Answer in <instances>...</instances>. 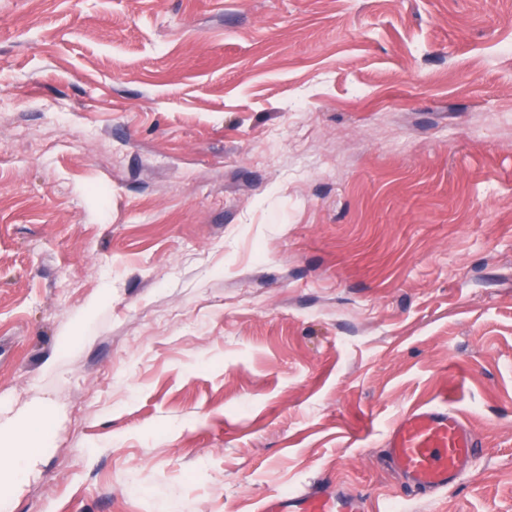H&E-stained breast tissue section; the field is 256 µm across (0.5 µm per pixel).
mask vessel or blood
Returning <instances> with one entry per match:
<instances>
[{"label": "vessel or blood", "instance_id": "b4317fda", "mask_svg": "<svg viewBox=\"0 0 512 512\" xmlns=\"http://www.w3.org/2000/svg\"><path fill=\"white\" fill-rule=\"evenodd\" d=\"M386 461L409 486L447 490L469 469L479 442L472 428L447 402L413 408L386 431ZM260 512H367L358 496L324 483L268 496Z\"/></svg>", "mask_w": 512, "mask_h": 512}]
</instances>
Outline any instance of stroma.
<instances>
[{
	"instance_id": "obj_1",
	"label": "stroma",
	"mask_w": 512,
	"mask_h": 512,
	"mask_svg": "<svg viewBox=\"0 0 512 512\" xmlns=\"http://www.w3.org/2000/svg\"><path fill=\"white\" fill-rule=\"evenodd\" d=\"M43 404L12 512H512V0H0V436ZM386 462L409 486L441 492L470 468L479 442L446 400L413 408L386 431ZM260 512H367L356 495L336 491L318 482L299 491H279L268 496Z\"/></svg>"
}]
</instances>
